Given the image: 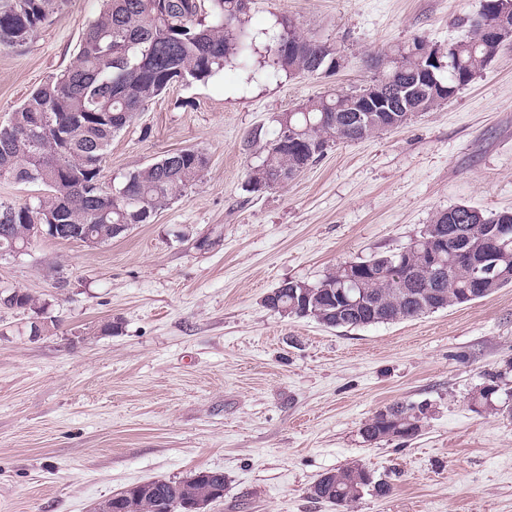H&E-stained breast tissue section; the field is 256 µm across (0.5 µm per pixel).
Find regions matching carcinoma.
Segmentation results:
<instances>
[{
	"instance_id": "1",
	"label": "carcinoma",
	"mask_w": 512,
	"mask_h": 512,
	"mask_svg": "<svg viewBox=\"0 0 512 512\" xmlns=\"http://www.w3.org/2000/svg\"><path fill=\"white\" fill-rule=\"evenodd\" d=\"M62 0H0V47L22 45L45 25ZM103 8L90 22L80 44L75 66L50 77L34 89L0 125V178L38 185L45 194L22 206L0 203V257L17 250L44 233L56 237L51 225L64 224L98 236L102 243L116 238L119 224H150L155 214L182 196L206 166L205 156L186 148L135 170L112 191L103 189L99 176L112 137L153 99L173 84L208 81L228 65L250 67L257 54L256 38L242 23L249 0H102ZM512 15V0H481L478 15L495 19ZM274 46L265 48L259 64L270 74L330 75L336 71V49L325 52V43L297 34L291 18H282ZM424 40L394 51L397 62L372 78L390 88L412 86L418 75L417 51ZM497 52L482 29L470 23L465 40L448 44V65L436 73L441 88L427 97L413 95L417 104L393 112H370L362 126L353 124V104L365 86L332 90L311 98L294 113L291 124L301 141L284 149L278 145L281 124L271 135L252 136L256 163L247 186L252 193L279 185L278 178L292 180L314 159L303 153V140L326 146L371 138L395 122L401 127L414 117L430 112L487 67ZM462 218L473 247L495 236L499 224H512V209L485 213L458 205L436 213L414 239L405 258L406 271L396 269L393 252L377 253L329 273L301 296L300 286L285 281L275 289L268 308L280 305L292 311L308 308L313 319L328 328H361L414 318L462 304L469 291L467 268L450 259L441 272L431 273L427 246L451 223ZM500 271L509 277L488 287L480 297L512 285V235L498 239ZM357 277L354 288L345 281L347 271ZM352 291L360 301L345 302L340 291ZM4 305L45 313V305L22 289L8 291ZM498 399L496 411L512 417V392L501 389L499 378L488 376L477 399ZM424 405L394 403L377 412L361 429L370 443L390 440L402 430H421ZM367 472L351 465L322 474L310 487L313 499L346 512L360 498V489L372 487L387 497L392 487L384 481L364 483ZM224 472L200 470L182 481L151 480L133 484L98 503L96 512H184L180 504L196 500L210 506L224 498Z\"/></svg>"
}]
</instances>
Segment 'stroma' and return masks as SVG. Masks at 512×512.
Returning <instances> with one entry per match:
<instances>
[{"instance_id": "obj_1", "label": "stroma", "mask_w": 512, "mask_h": 512, "mask_svg": "<svg viewBox=\"0 0 512 512\" xmlns=\"http://www.w3.org/2000/svg\"><path fill=\"white\" fill-rule=\"evenodd\" d=\"M101 0H65L26 43L0 47V122L73 65ZM480 0H252L265 47L282 17L341 47L336 75L268 77L226 67L176 83L113 138L103 186L195 148L200 178L111 242L45 236L0 258V288L45 300L0 306V512H91L128 485L220 470L210 512H337L321 474L353 463L392 492L349 512H512V418L475 405L488 375L512 389V285L390 324L327 329L267 308L283 281L316 283L406 247L440 211L512 209V45L440 108L340 143L287 185L246 189L257 126L369 81L372 55L465 39ZM116 334L96 335L104 322ZM427 405L420 435L364 441L395 402ZM7 295H11L4 301V305L7 307L32 310L37 313V315L45 313V303L40 304L38 299L22 289H10L7 293H4L3 296L6 297Z\"/></svg>"}]
</instances>
